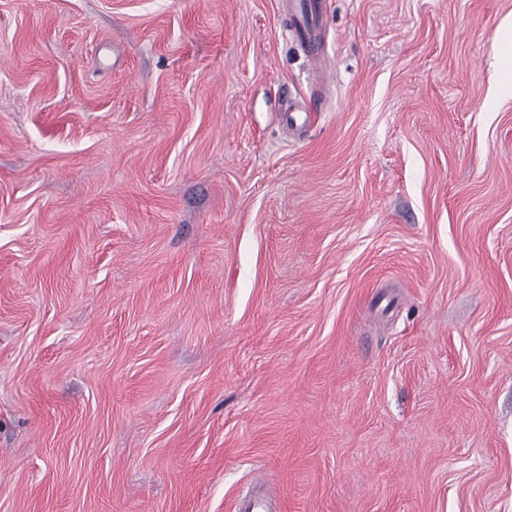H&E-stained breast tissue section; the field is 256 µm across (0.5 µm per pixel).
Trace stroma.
I'll return each instance as SVG.
<instances>
[{"instance_id":"obj_1","label":"stroma","mask_w":512,"mask_h":512,"mask_svg":"<svg viewBox=\"0 0 512 512\" xmlns=\"http://www.w3.org/2000/svg\"><path fill=\"white\" fill-rule=\"evenodd\" d=\"M325 25L0 0V512H512V0ZM324 0L283 1L288 15V28L294 39L318 63L324 45Z\"/></svg>"}]
</instances>
